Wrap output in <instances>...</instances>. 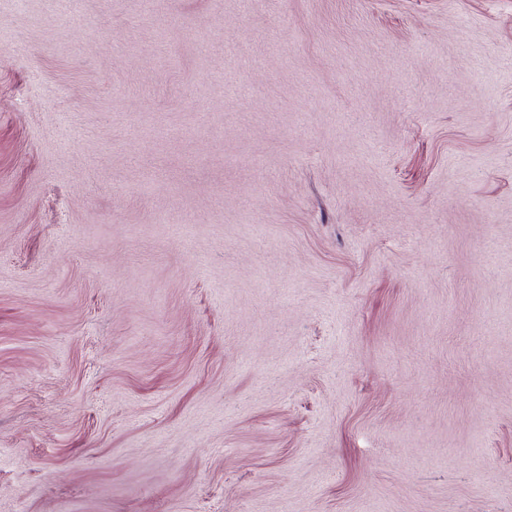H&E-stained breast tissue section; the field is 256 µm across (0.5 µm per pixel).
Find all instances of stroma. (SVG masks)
I'll list each match as a JSON object with an SVG mask.
<instances>
[{
    "mask_svg": "<svg viewBox=\"0 0 512 512\" xmlns=\"http://www.w3.org/2000/svg\"><path fill=\"white\" fill-rule=\"evenodd\" d=\"M0 512H512V0H0Z\"/></svg>",
    "mask_w": 512,
    "mask_h": 512,
    "instance_id": "35a3bbf8",
    "label": "stroma"
}]
</instances>
